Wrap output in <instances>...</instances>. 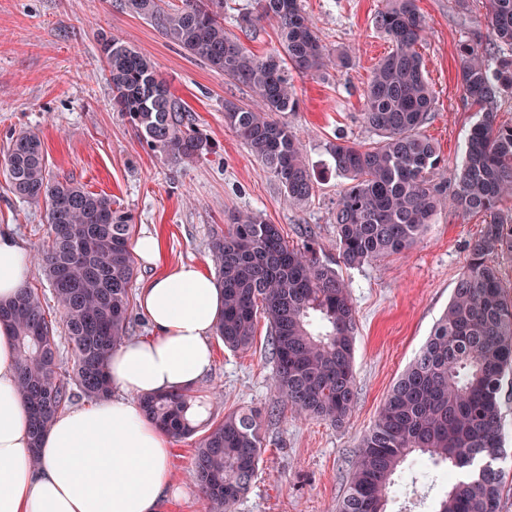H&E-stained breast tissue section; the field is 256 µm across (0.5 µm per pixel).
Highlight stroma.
Listing matches in <instances>:
<instances>
[{
    "label": "stroma",
    "instance_id": "35a3bbf8",
    "mask_svg": "<svg viewBox=\"0 0 512 512\" xmlns=\"http://www.w3.org/2000/svg\"><path fill=\"white\" fill-rule=\"evenodd\" d=\"M302 5L327 48L348 51L350 63L293 80L300 108L286 119L303 143L314 180L311 197L301 205L286 202L277 179L224 124L225 101L250 105V90L189 57L152 23L113 8L109 0H0V153L20 131L38 132L52 174L111 196L133 214V233L158 237L170 265L193 262L213 271L211 239L237 212L261 214L282 228L290 244L314 238L321 256L337 259L334 215L347 181L333 170L329 146L340 135L355 143L377 141L362 119L363 93L392 45L373 24L383 0H302ZM417 5L428 31L418 51L436 100L422 132L437 145L450 180L478 119L460 86L458 49L486 35V10L483 0L464 5L417 0ZM255 9L256 0H224L225 27L255 54L279 52L273 23L239 28L240 16ZM104 35L119 37L157 62L170 91L213 143V153L193 165L170 164L113 111L99 49ZM484 223L480 213L439 209L410 250L344 270L358 331L356 399L342 426L304 420L288 406H275L266 322H258L255 343L243 352L212 338L213 366L193 392L209 415L195 436L172 441L173 479L185 494L165 499L160 512H202L191 473L193 450L211 424L240 408L264 412L265 442L257 477L233 512H336L360 437L446 309L466 268L467 245ZM3 224L30 250L48 244L44 205L15 197L0 173ZM441 473L432 468V481L417 484L414 469L402 467L386 512H434L446 489Z\"/></svg>",
    "mask_w": 512,
    "mask_h": 512
}]
</instances>
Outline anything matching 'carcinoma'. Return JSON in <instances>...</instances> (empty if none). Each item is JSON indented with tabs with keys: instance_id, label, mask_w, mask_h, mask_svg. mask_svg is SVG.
Instances as JSON below:
<instances>
[{
	"instance_id": "cac0c4a2",
	"label": "carcinoma",
	"mask_w": 512,
	"mask_h": 512,
	"mask_svg": "<svg viewBox=\"0 0 512 512\" xmlns=\"http://www.w3.org/2000/svg\"><path fill=\"white\" fill-rule=\"evenodd\" d=\"M485 41L458 51L464 95L479 107L455 189L443 190L442 159L420 133L435 98L417 50L426 24L417 0H384L374 18L392 50L375 65L364 90L366 124L380 140L370 147L336 139V171L350 180L335 214L338 260L320 256L314 239L289 244L281 228L253 212L229 217L211 241L224 311L214 334L232 351L254 343L258 318L269 326L277 402L298 416L339 425L355 399L356 311L337 267L358 268L412 247L445 203L487 218L469 245V262L448 307L408 368L393 384L371 428L360 439L348 489L336 512H386L394 476L411 457L434 465L471 468L448 479L437 512H498L503 472V382L512 370V297L495 255L512 257V216L498 208L512 196V126L497 123L499 95L512 90V0H485ZM112 6L153 22L192 58L246 86L254 103L224 101V125L300 204L313 179L296 133L282 119L299 99L288 71L305 77L331 63L301 0H257L256 15L240 26L275 22L282 52L256 55L224 29V0H114ZM498 49L490 65L483 44ZM112 107L153 150L175 165H192L213 152L184 102L160 78L157 63L122 39L100 41ZM0 167L14 194L43 203L49 243L38 270L51 288L62 327L45 299L23 288L0 302V325L11 330L18 355L15 387L31 421L32 449L76 397L112 394L106 361L127 339L136 276L129 249L132 216L112 199L50 172L39 133L12 139ZM71 347V371L60 374L58 332ZM192 396L169 393L139 399L142 413L175 439L196 432L186 412ZM263 447L255 410L224 415L194 450L191 472L207 512H231L252 485Z\"/></svg>"
}]
</instances>
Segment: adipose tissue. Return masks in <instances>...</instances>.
<instances>
[{
  "label": "adipose tissue",
  "instance_id": "1",
  "mask_svg": "<svg viewBox=\"0 0 512 512\" xmlns=\"http://www.w3.org/2000/svg\"><path fill=\"white\" fill-rule=\"evenodd\" d=\"M31 269L29 250L0 230V299L25 288ZM138 304L153 335L112 350L114 396L57 414L36 446L15 391V341L0 326V512H157L163 497L180 495L170 438L138 400L194 389L210 372L224 291L197 265L179 264L150 278Z\"/></svg>",
  "mask_w": 512,
  "mask_h": 512
}]
</instances>
